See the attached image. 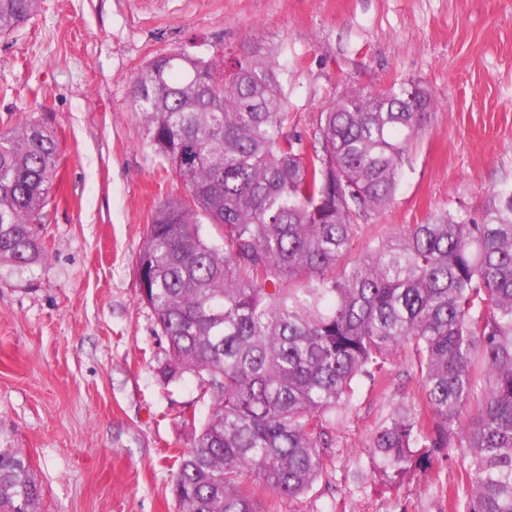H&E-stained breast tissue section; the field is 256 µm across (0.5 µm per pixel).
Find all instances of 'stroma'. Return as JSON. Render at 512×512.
<instances>
[{
    "label": "stroma",
    "mask_w": 512,
    "mask_h": 512,
    "mask_svg": "<svg viewBox=\"0 0 512 512\" xmlns=\"http://www.w3.org/2000/svg\"><path fill=\"white\" fill-rule=\"evenodd\" d=\"M257 43L288 69L290 129L310 151L313 119L345 91L414 81L436 101L357 247L512 187V0H39L0 38V132L34 117L60 153L38 228L46 257L0 265V448L29 458L36 512H178L174 458L209 407L193 376L161 381L160 330L138 291L151 215L183 188L144 142L133 84L162 53L231 60ZM385 375L380 389L357 385L329 473L278 512L447 504L456 465L397 474L372 454L381 423L421 395L409 352Z\"/></svg>",
    "instance_id": "stroma-1"
}]
</instances>
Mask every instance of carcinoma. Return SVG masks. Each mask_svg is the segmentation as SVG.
Here are the masks:
<instances>
[{
	"mask_svg": "<svg viewBox=\"0 0 512 512\" xmlns=\"http://www.w3.org/2000/svg\"><path fill=\"white\" fill-rule=\"evenodd\" d=\"M37 4L0 0V37ZM286 81L258 44L230 71L161 54L133 84L144 141L185 189L151 217L140 297L165 342L161 379L195 376L210 404L175 457L178 512H269L308 491L354 383L375 384L405 348L421 397L383 421L373 455L396 472L427 470L432 454L460 448L456 512H512V191L477 218L409 224L338 270L360 222L392 202L435 101L414 82L347 91L317 113L310 152L288 132ZM58 162L38 121L0 134V261L25 268L45 255L35 225ZM38 496L28 460L0 448V512H34Z\"/></svg>",
	"mask_w": 512,
	"mask_h": 512,
	"instance_id": "obj_1",
	"label": "carcinoma"
}]
</instances>
